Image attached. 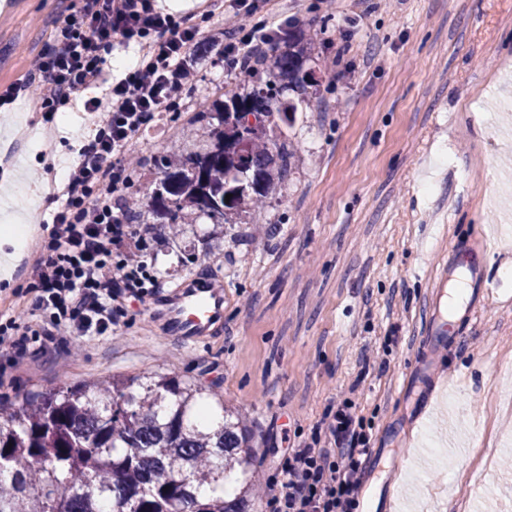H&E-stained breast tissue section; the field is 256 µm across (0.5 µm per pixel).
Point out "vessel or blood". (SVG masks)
Masks as SVG:
<instances>
[{"mask_svg":"<svg viewBox=\"0 0 512 512\" xmlns=\"http://www.w3.org/2000/svg\"><path fill=\"white\" fill-rule=\"evenodd\" d=\"M448 295L447 287L437 288L428 301L425 322L426 357L417 365L416 374L422 378L434 375L435 360L452 350L453 343L437 321L438 307ZM151 309L166 334L180 342L194 345L222 330L224 326V291L214 279L193 275L181 285L165 289L151 302Z\"/></svg>","mask_w":512,"mask_h":512,"instance_id":"obj_1","label":"vessel or blood"}]
</instances>
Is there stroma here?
I'll return each instance as SVG.
<instances>
[{"label":"stroma","mask_w":512,"mask_h":512,"mask_svg":"<svg viewBox=\"0 0 512 512\" xmlns=\"http://www.w3.org/2000/svg\"><path fill=\"white\" fill-rule=\"evenodd\" d=\"M271 0L293 16L318 81L282 137L290 174L266 202L217 224L195 215L179 238L150 195L160 160L201 143L195 117L220 89L242 86L210 56L172 112L132 143L135 228L172 288L194 274L224 283V331L186 346L163 335L148 300L126 301L124 327L63 344L0 349V400L67 382L174 376L222 396L257 445L254 478L271 449L309 439L326 413L353 401L395 474L393 512L512 508V0ZM78 0H0V89L30 80L57 21ZM341 38L343 51L328 48ZM32 94L0 115V131L31 124L15 200L34 194L33 169L72 165L93 123L80 105L67 124L44 118ZM487 244L492 300L474 324L445 319L456 347L420 408L406 389L424 345L427 303L443 266L476 234ZM0 279V314L27 322L37 252H18Z\"/></svg>","instance_id":"obj_1"}]
</instances>
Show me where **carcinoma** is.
Listing matches in <instances>:
<instances>
[{
  "mask_svg": "<svg viewBox=\"0 0 512 512\" xmlns=\"http://www.w3.org/2000/svg\"><path fill=\"white\" fill-rule=\"evenodd\" d=\"M282 41L266 88L231 89L199 113L211 141L164 166L157 218L190 206L224 220L288 176L290 153L269 132L292 126L313 71L298 25ZM248 114L259 124L240 155L237 122ZM251 465L242 418L175 377L64 383L0 403V512H255ZM205 485L211 493L198 494Z\"/></svg>",
  "mask_w": 512,
  "mask_h": 512,
  "instance_id": "obj_1",
  "label": "carcinoma"
}]
</instances>
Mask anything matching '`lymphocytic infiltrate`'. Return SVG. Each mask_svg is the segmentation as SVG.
I'll return each instance as SVG.
<instances>
[{"label": "lymphocytic infiltrate", "instance_id": "1", "mask_svg": "<svg viewBox=\"0 0 512 512\" xmlns=\"http://www.w3.org/2000/svg\"><path fill=\"white\" fill-rule=\"evenodd\" d=\"M172 13L158 0H79L59 19L53 44L33 64L42 80L37 102L52 113L81 100L99 113L92 135L71 167L63 203L38 242L31 271L42 322L0 324V348H24L30 336H101L120 329L129 298L155 293L161 275L149 268L130 212L131 177L141 164L134 139L191 87L204 61V25L225 21L218 55L235 74H253L254 58L273 55L283 27L262 19L269 0H197ZM118 46L138 50L134 66L112 73L107 56ZM102 88V96L91 88ZM324 434L286 449L277 475L266 481L263 512H355L370 438L352 404L329 413Z\"/></svg>", "mask_w": 512, "mask_h": 512}]
</instances>
